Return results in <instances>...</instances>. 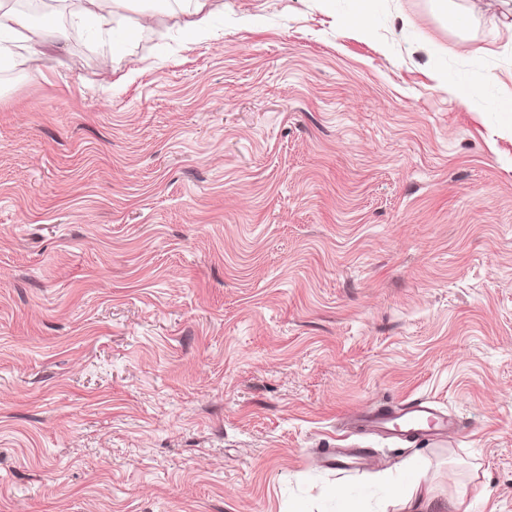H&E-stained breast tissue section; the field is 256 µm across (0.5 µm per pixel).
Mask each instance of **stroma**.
I'll return each instance as SVG.
<instances>
[{
    "label": "stroma",
    "instance_id": "obj_1",
    "mask_svg": "<svg viewBox=\"0 0 512 512\" xmlns=\"http://www.w3.org/2000/svg\"><path fill=\"white\" fill-rule=\"evenodd\" d=\"M211 2L0 67V512H512V13ZM192 5L191 15L195 18L189 22L192 32L198 36L203 37L206 35L209 20L211 16L210 1L209 0H187ZM352 424L360 430L412 438L444 435L455 425L450 416L426 398L412 399L397 408L368 409L356 415ZM321 462L325 465L336 463V466L348 465L342 459H348L352 463H359L365 460L367 452L363 448H328L322 453ZM336 459V460H335ZM423 477L424 466L412 464L408 469L406 481L390 486L403 512H426L427 507L433 502L434 490Z\"/></svg>",
    "mask_w": 512,
    "mask_h": 512
}]
</instances>
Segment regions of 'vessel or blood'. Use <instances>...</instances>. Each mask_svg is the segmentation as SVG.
<instances>
[{
	"label": "vessel or blood",
	"instance_id": "b4317fda",
	"mask_svg": "<svg viewBox=\"0 0 512 512\" xmlns=\"http://www.w3.org/2000/svg\"><path fill=\"white\" fill-rule=\"evenodd\" d=\"M352 423L358 429L390 436L426 438L446 434L453 420L431 400L416 398L396 408L366 410L356 415Z\"/></svg>",
	"mask_w": 512,
	"mask_h": 512
}]
</instances>
